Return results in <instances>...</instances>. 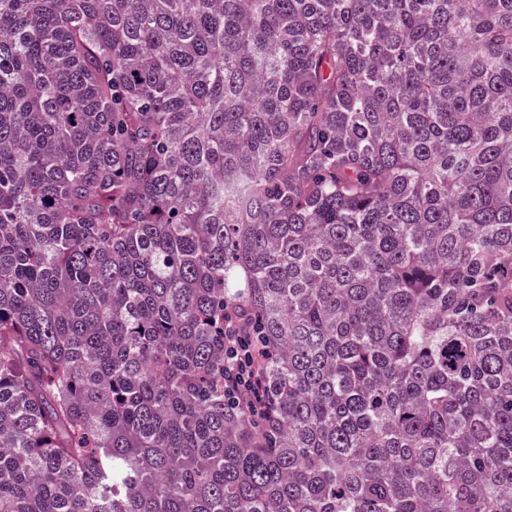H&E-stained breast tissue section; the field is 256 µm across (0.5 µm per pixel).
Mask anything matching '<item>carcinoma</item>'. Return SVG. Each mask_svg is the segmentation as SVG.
<instances>
[{
	"label": "carcinoma",
	"instance_id": "cac0c4a2",
	"mask_svg": "<svg viewBox=\"0 0 512 512\" xmlns=\"http://www.w3.org/2000/svg\"><path fill=\"white\" fill-rule=\"evenodd\" d=\"M0 512H512V0H0ZM224 336V369L228 379L224 388L237 405L245 406L253 416L265 413L261 380L253 336Z\"/></svg>",
	"mask_w": 512,
	"mask_h": 512
}]
</instances>
